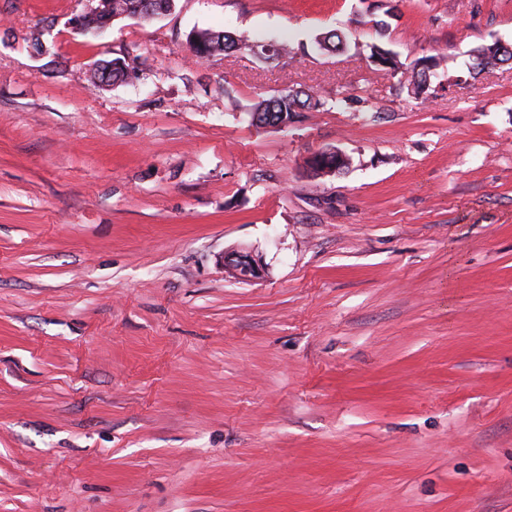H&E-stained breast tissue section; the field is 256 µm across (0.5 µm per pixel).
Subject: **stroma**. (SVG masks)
<instances>
[{"mask_svg": "<svg viewBox=\"0 0 512 512\" xmlns=\"http://www.w3.org/2000/svg\"><path fill=\"white\" fill-rule=\"evenodd\" d=\"M391 4L176 0L89 38L87 0H0V512H512V65L465 67L512 0ZM205 29L258 49L196 62ZM376 39L454 83L396 95ZM290 89L362 103L246 122ZM224 265L231 268L235 278L243 281L261 279L265 274V268L259 260L247 251L225 254Z\"/></svg>", "mask_w": 512, "mask_h": 512, "instance_id": "1", "label": "stroma"}]
</instances>
